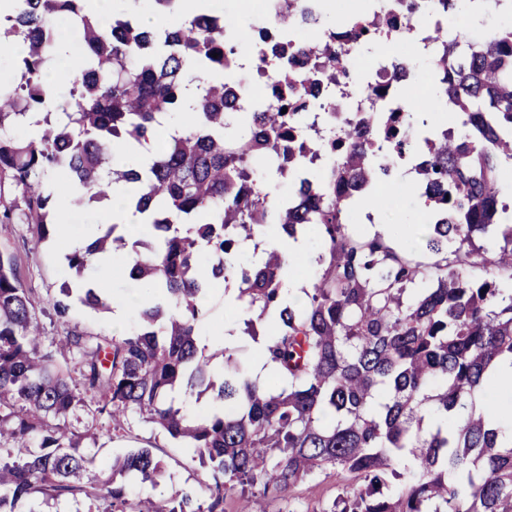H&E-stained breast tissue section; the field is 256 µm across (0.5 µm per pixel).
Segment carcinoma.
Segmentation results:
<instances>
[{"mask_svg":"<svg viewBox=\"0 0 512 512\" xmlns=\"http://www.w3.org/2000/svg\"><path fill=\"white\" fill-rule=\"evenodd\" d=\"M275 2L278 26L305 17L304 0ZM83 4L13 0L4 16L3 36L21 38L26 50L20 79L0 83V171L11 173L41 235L58 206L47 171L80 185L89 203L116 182L138 185L135 207L154 237L132 244L130 276L160 296L137 306L140 327L121 339L64 336L62 346L78 354L64 367L41 340L37 300L0 254V512L37 495L84 499L101 512H224L229 495L282 497L329 470L336 497L321 512H512V438L477 404L497 361L512 360V288L498 286L512 282V224L502 223L512 190L501 188L512 170V26L465 50L459 36L439 37L437 103L458 115L459 130L423 136V112L405 115L402 147L424 157L418 190L431 216L403 250L346 220L390 173L386 113L347 128L338 152L333 142L321 146L334 161L296 180L287 198L259 173L268 166L283 176L313 161L301 145L288 150L290 128L312 116L307 86L346 72L340 49L305 73L274 72L286 104L256 99L243 123L224 110L238 49L220 17L167 27L119 19L126 34L114 41ZM61 17L80 28L87 62L56 121L40 140H25L17 129L44 103L45 70L64 51ZM386 23L380 10L350 41L368 45L370 28ZM172 117L185 129L148 164L106 172L112 141H148ZM266 228L316 233L321 268L305 301L286 299L282 254L253 268L239 261V244ZM115 229L69 254V266L81 271L93 255L126 247ZM416 250L435 262L417 261ZM219 280L236 281L245 309L258 312L244 320V334L272 336L267 363L288 388L252 378L227 349L224 381L211 379L195 336L201 298ZM182 387L211 393L223 409L188 419L173 399ZM79 410L89 431L104 415L115 430L138 415L193 449L191 461L212 473L207 497L132 500L117 478L157 483L165 473L145 447L114 459L107 474L90 473L84 435L68 424Z\"/></svg>","mask_w":512,"mask_h":512,"instance_id":"carcinoma-1","label":"carcinoma"}]
</instances>
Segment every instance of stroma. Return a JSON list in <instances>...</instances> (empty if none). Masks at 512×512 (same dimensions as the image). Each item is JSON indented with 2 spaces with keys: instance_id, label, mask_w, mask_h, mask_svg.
<instances>
[{
  "instance_id": "obj_1",
  "label": "stroma",
  "mask_w": 512,
  "mask_h": 512,
  "mask_svg": "<svg viewBox=\"0 0 512 512\" xmlns=\"http://www.w3.org/2000/svg\"><path fill=\"white\" fill-rule=\"evenodd\" d=\"M413 179V173L406 169H395L389 182L381 189L383 203L376 215L366 216L362 211H355L352 224H382L384 234L391 236L394 244H402V237L395 232L396 225H404L416 232L429 218L427 208L411 187ZM4 213L9 219L0 222V252L17 260L27 288L43 307L40 320L44 342L57 341L66 334L113 337L111 312L93 311L76 300L71 301L66 317H57L52 309L63 285H70L76 290L94 278L89 271L76 275L69 268L66 257L98 224L99 210L91 207L76 209L69 217V234L51 230L46 237H39L24 198L14 187L10 174L3 173L0 174V215ZM85 446L99 467L108 466L116 456L132 448L154 449L166 473L155 486L130 483L131 497L142 502L170 497L182 488H200L209 479L207 469L191 463L188 448L136 417L130 418L124 429L118 432L104 427L98 429L95 439L86 441ZM335 496V477L321 474L298 483L288 497L269 501L266 512H321Z\"/></svg>"
}]
</instances>
